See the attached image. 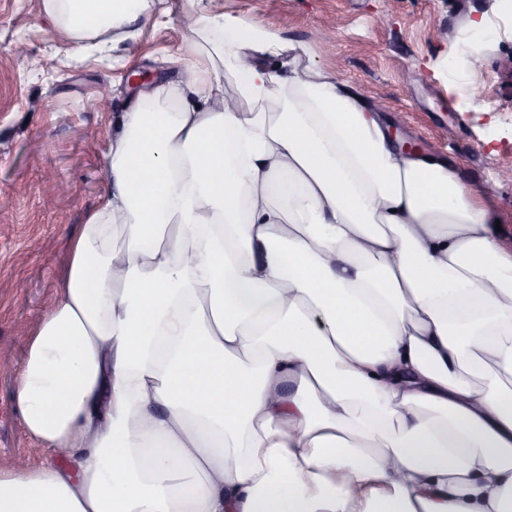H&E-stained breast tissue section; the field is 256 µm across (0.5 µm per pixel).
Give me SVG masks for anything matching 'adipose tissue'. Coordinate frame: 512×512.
I'll use <instances>...</instances> for the list:
<instances>
[{"label": "adipose tissue", "mask_w": 512, "mask_h": 512, "mask_svg": "<svg viewBox=\"0 0 512 512\" xmlns=\"http://www.w3.org/2000/svg\"><path fill=\"white\" fill-rule=\"evenodd\" d=\"M43 3L80 40L150 8ZM194 16L28 338L42 460L0 470V512H512L496 209L277 36Z\"/></svg>", "instance_id": "ef3b65f1"}]
</instances>
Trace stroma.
Returning a JSON list of instances; mask_svg holds the SVG:
<instances>
[{"label": "stroma", "instance_id": "obj_1", "mask_svg": "<svg viewBox=\"0 0 512 512\" xmlns=\"http://www.w3.org/2000/svg\"><path fill=\"white\" fill-rule=\"evenodd\" d=\"M226 18L304 46V64L332 71L381 106L422 150L446 154L464 182L497 210L512 244V27L500 29L472 67L464 46L466 14L490 0H216ZM188 0H153L148 18L107 33L105 53L54 27L42 0H0V354L22 358L26 336L50 304L65 245L98 206V179L122 112L137 101L129 76L181 77L173 66L189 38ZM386 24H377L379 14ZM28 53L11 55L15 43ZM480 88L475 107L449 95L448 74ZM112 91L100 107L101 87ZM66 182L68 195L53 194ZM15 376H0V469L33 454L23 428Z\"/></svg>", "mask_w": 512, "mask_h": 512}]
</instances>
